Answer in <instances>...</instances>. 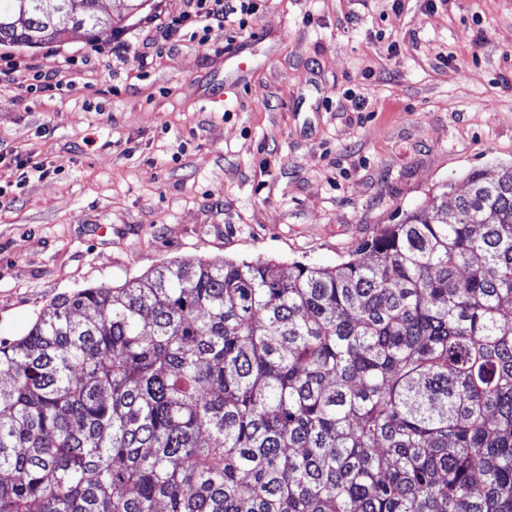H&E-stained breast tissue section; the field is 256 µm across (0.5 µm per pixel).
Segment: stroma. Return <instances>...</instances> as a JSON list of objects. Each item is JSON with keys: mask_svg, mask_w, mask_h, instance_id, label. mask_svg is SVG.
I'll return each mask as SVG.
<instances>
[{"mask_svg": "<svg viewBox=\"0 0 512 512\" xmlns=\"http://www.w3.org/2000/svg\"><path fill=\"white\" fill-rule=\"evenodd\" d=\"M141 67L189 0L114 32L1 47L0 341L59 295L177 259L333 267L381 226L512 166V0H258ZM244 45L247 72L227 51ZM56 67L70 94L22 93ZM53 169L22 176L13 153Z\"/></svg>", "mask_w": 512, "mask_h": 512, "instance_id": "35a3bbf8", "label": "stroma"}]
</instances>
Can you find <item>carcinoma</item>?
<instances>
[{"instance_id": "1", "label": "carcinoma", "mask_w": 512, "mask_h": 512, "mask_svg": "<svg viewBox=\"0 0 512 512\" xmlns=\"http://www.w3.org/2000/svg\"><path fill=\"white\" fill-rule=\"evenodd\" d=\"M112 27L0 0V46ZM334 267L162 263L0 342V512H512V168Z\"/></svg>"}]
</instances>
